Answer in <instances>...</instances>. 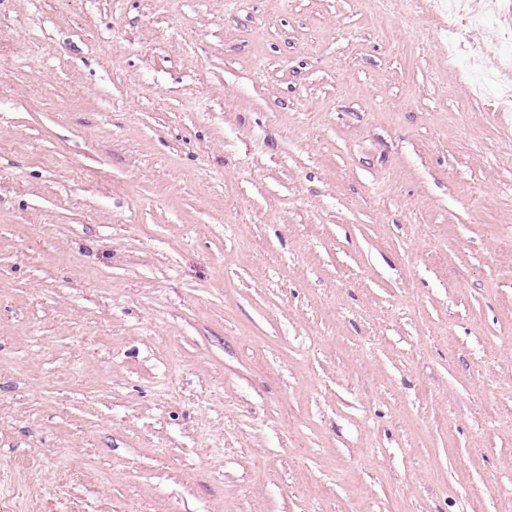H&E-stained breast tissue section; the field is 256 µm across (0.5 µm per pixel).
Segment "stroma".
Here are the masks:
<instances>
[{
  "label": "stroma",
  "mask_w": 512,
  "mask_h": 512,
  "mask_svg": "<svg viewBox=\"0 0 512 512\" xmlns=\"http://www.w3.org/2000/svg\"><path fill=\"white\" fill-rule=\"evenodd\" d=\"M507 28L0 0V512H512Z\"/></svg>",
  "instance_id": "obj_1"
}]
</instances>
